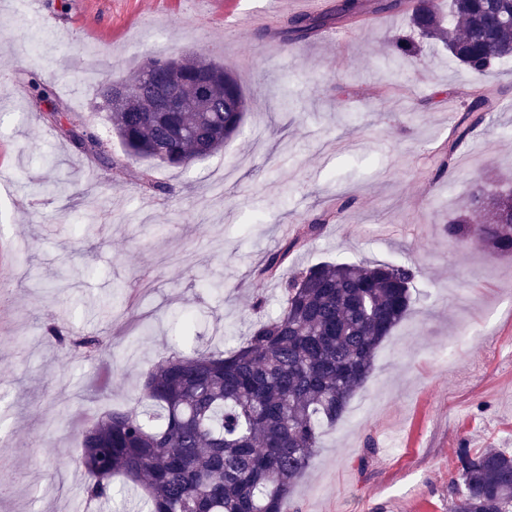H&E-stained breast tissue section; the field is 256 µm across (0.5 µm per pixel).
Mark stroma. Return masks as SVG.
<instances>
[{
  "mask_svg": "<svg viewBox=\"0 0 512 512\" xmlns=\"http://www.w3.org/2000/svg\"><path fill=\"white\" fill-rule=\"evenodd\" d=\"M47 25L0 0V512H89L78 463L97 416L135 406L163 357L244 340L279 311L280 281L252 270L297 225L339 221L286 265L398 262L415 268L410 315L295 484L288 512H454L455 450L512 448V256L449 239L451 216L487 186L512 193V60L479 77L401 14L339 24L297 55L269 35L291 0H42ZM243 24V34L231 32ZM417 48L394 63L388 42ZM190 52L224 64L249 101L244 135L189 167L111 168L63 134L87 126L124 147L88 60L122 79L146 58ZM52 93L38 102L31 83ZM82 88L72 97L69 85ZM502 109L438 173L473 94ZM57 120H50V112ZM62 180V195L44 185ZM156 328L145 335V319ZM53 323L103 330L90 362L41 339Z\"/></svg>",
  "mask_w": 512,
  "mask_h": 512,
  "instance_id": "35a3bbf8",
  "label": "stroma"
}]
</instances>
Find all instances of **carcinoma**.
Listing matches in <instances>:
<instances>
[{"instance_id":"1","label":"carcinoma","mask_w":512,"mask_h":512,"mask_svg":"<svg viewBox=\"0 0 512 512\" xmlns=\"http://www.w3.org/2000/svg\"><path fill=\"white\" fill-rule=\"evenodd\" d=\"M402 12L421 32L439 39L477 76L512 58V0H336L332 9L285 18L274 35L299 44L340 21ZM187 83L177 112L150 111L149 89L138 86L130 106L115 111L109 81L100 79L101 106L128 159L186 168L240 135L246 95L221 63L187 57ZM206 83L209 111H199L192 89ZM487 91L473 100L448 136L438 173L497 111ZM73 146L100 160L92 132ZM475 209L448 223V237L479 239L490 251L512 254V207ZM335 213L325 211L270 253L253 271L258 282L280 276L288 256L318 236ZM417 271L401 263L365 265L326 261L282 280L275 317L253 323L247 340L224 353L173 352L142 382L137 406L111 409L82 435L79 465L90 500L112 502V478L140 489L147 512H286L296 481L320 448L323 428L338 423L363 388L377 351L410 310ZM46 335L75 356L93 358L112 337L49 326ZM463 491L455 512H512V448H458Z\"/></svg>"}]
</instances>
